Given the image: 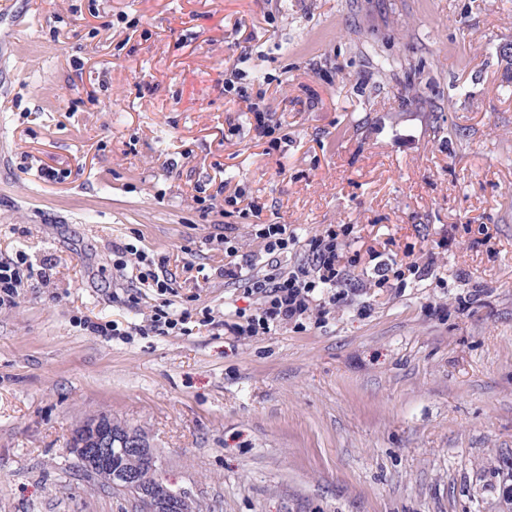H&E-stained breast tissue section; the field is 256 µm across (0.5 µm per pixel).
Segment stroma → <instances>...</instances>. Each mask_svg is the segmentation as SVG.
Instances as JSON below:
<instances>
[{
  "instance_id": "stroma-1",
  "label": "stroma",
  "mask_w": 512,
  "mask_h": 512,
  "mask_svg": "<svg viewBox=\"0 0 512 512\" xmlns=\"http://www.w3.org/2000/svg\"><path fill=\"white\" fill-rule=\"evenodd\" d=\"M2 4L0 258L53 270L0 310V512H135L67 448L100 410L198 512H512V0ZM245 45L246 101L224 91ZM276 220L354 225L358 278L379 253L434 272L302 330L84 329L164 299L113 243L220 320V227L256 254Z\"/></svg>"
}]
</instances>
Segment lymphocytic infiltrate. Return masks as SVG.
Returning a JSON list of instances; mask_svg holds the SVG:
<instances>
[{"mask_svg": "<svg viewBox=\"0 0 512 512\" xmlns=\"http://www.w3.org/2000/svg\"><path fill=\"white\" fill-rule=\"evenodd\" d=\"M224 230V281L243 284V296L252 302L251 308L238 307L229 313L224 327L232 335L259 336L288 324L299 328L307 316L313 314L321 320L348 303L349 289L357 284L351 269L358 261L345 257L344 243L353 234V225L332 224L303 241L289 232L287 225H260L256 236L265 256L260 264L235 246L232 225H225ZM297 247L305 253V261L290 268L282 266V255ZM246 267L253 270L247 277L242 274ZM33 279L49 281L48 268H34L22 253L1 258L0 309L15 307L20 288Z\"/></svg>", "mask_w": 512, "mask_h": 512, "instance_id": "1", "label": "lymphocytic infiltrate"}]
</instances>
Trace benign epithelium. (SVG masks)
<instances>
[{"mask_svg": "<svg viewBox=\"0 0 512 512\" xmlns=\"http://www.w3.org/2000/svg\"><path fill=\"white\" fill-rule=\"evenodd\" d=\"M127 446L143 448L134 437L115 435L97 421L79 424L68 439L70 453L100 485L119 488L132 496L140 512H168L171 503L159 490L139 487L126 475L117 480V472L108 458L122 453Z\"/></svg>", "mask_w": 512, "mask_h": 512, "instance_id": "benign-epithelium-1", "label": "benign epithelium"}]
</instances>
